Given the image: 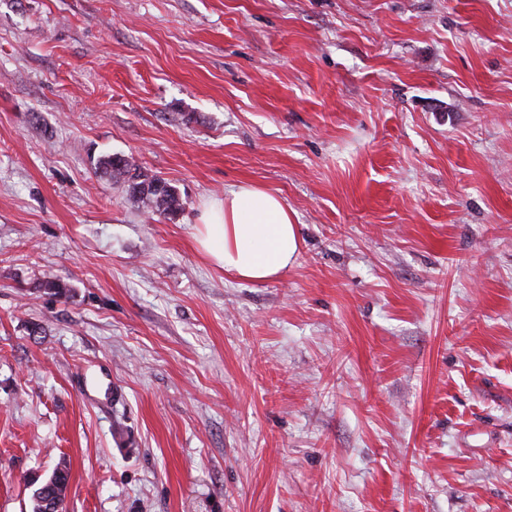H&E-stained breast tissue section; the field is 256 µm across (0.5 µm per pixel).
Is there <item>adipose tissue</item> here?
I'll return each mask as SVG.
<instances>
[{
  "instance_id": "ef3b65f1",
  "label": "adipose tissue",
  "mask_w": 512,
  "mask_h": 512,
  "mask_svg": "<svg viewBox=\"0 0 512 512\" xmlns=\"http://www.w3.org/2000/svg\"><path fill=\"white\" fill-rule=\"evenodd\" d=\"M194 238L212 263L251 283L277 278L301 251L294 211L278 194L252 184L210 201Z\"/></svg>"
}]
</instances>
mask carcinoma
<instances>
[{
    "mask_svg": "<svg viewBox=\"0 0 512 512\" xmlns=\"http://www.w3.org/2000/svg\"><path fill=\"white\" fill-rule=\"evenodd\" d=\"M96 171L112 179L127 183L130 196L141 202L152 213L163 217H174L185 208V202L177 190L159 177H144L137 172L135 162L123 155H108L99 159ZM59 475L51 484H43L32 494V512H66V489L69 483V468L58 466Z\"/></svg>",
    "mask_w": 512,
    "mask_h": 512,
    "instance_id": "1",
    "label": "carcinoma"
}]
</instances>
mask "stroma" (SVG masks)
Masks as SVG:
<instances>
[{
    "label": "stroma",
    "instance_id": "obj_1",
    "mask_svg": "<svg viewBox=\"0 0 512 512\" xmlns=\"http://www.w3.org/2000/svg\"><path fill=\"white\" fill-rule=\"evenodd\" d=\"M243 183L277 280L195 244ZM63 460L66 512H512V0H0V512ZM137 170L132 158L117 154L99 159L96 167V173L127 183L130 196L156 215L170 218L184 210V201L169 182L159 177L149 178ZM199 249L224 272L244 282L277 278L301 251L295 212L278 194L240 184L214 199L196 224Z\"/></svg>",
    "mask_w": 512,
    "mask_h": 512
}]
</instances>
